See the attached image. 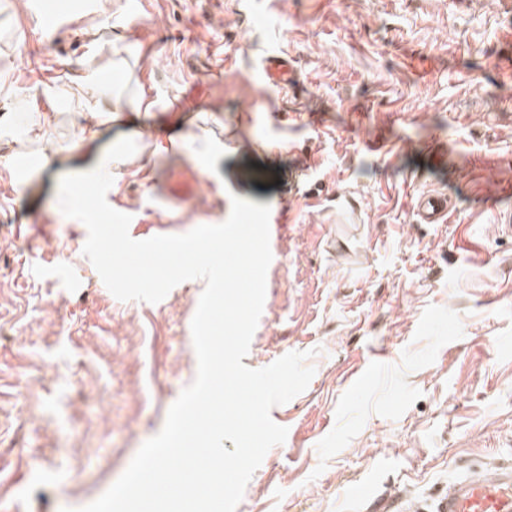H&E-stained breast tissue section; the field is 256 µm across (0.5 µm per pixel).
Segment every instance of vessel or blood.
Here are the masks:
<instances>
[{"mask_svg": "<svg viewBox=\"0 0 512 512\" xmlns=\"http://www.w3.org/2000/svg\"><path fill=\"white\" fill-rule=\"evenodd\" d=\"M421 223H440L448 214V197L440 192L421 194L416 202ZM430 512H512V468L472 473L448 487L444 497L434 501Z\"/></svg>", "mask_w": 512, "mask_h": 512, "instance_id": "1", "label": "vessel or blood"}]
</instances>
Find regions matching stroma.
Masks as SVG:
<instances>
[{"label":"stroma","mask_w":512,"mask_h":512,"mask_svg":"<svg viewBox=\"0 0 512 512\" xmlns=\"http://www.w3.org/2000/svg\"><path fill=\"white\" fill-rule=\"evenodd\" d=\"M48 15L67 26L46 34ZM270 56L293 68L284 90L262 79ZM97 69L152 102L138 147L205 112L225 144L209 166L175 149L114 181L131 237L223 223L235 196L288 213L243 363L306 351L315 373L272 409L287 439L236 512H396L512 465V0H0V153L50 160L28 178L0 165V512L96 500L197 374L204 281L117 300L58 205L60 179L117 137L57 153ZM16 104L47 114L40 142ZM187 169L183 204L167 185ZM428 190L446 223H419Z\"/></svg>","instance_id":"1"}]
</instances>
